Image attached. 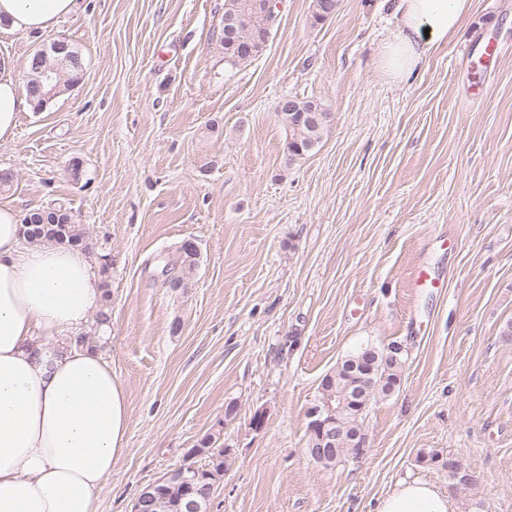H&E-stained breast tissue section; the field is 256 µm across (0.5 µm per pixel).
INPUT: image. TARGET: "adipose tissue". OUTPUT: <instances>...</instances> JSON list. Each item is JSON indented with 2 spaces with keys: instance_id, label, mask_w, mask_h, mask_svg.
Here are the masks:
<instances>
[{
  "instance_id": "obj_1",
  "label": "adipose tissue",
  "mask_w": 512,
  "mask_h": 512,
  "mask_svg": "<svg viewBox=\"0 0 512 512\" xmlns=\"http://www.w3.org/2000/svg\"><path fill=\"white\" fill-rule=\"evenodd\" d=\"M397 32L380 54L393 80L410 75L464 25L472 0H388ZM79 0H0V24L41 34L76 14ZM10 63L0 64V142L30 109ZM87 251L24 244L20 215L0 203V512H99L126 443L125 391L101 355L62 349L58 337L96 303ZM378 512H461L434 482L403 479Z\"/></svg>"
}]
</instances>
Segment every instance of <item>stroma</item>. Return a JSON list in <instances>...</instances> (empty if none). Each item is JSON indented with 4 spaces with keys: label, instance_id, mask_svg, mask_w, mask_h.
Returning <instances> with one entry per match:
<instances>
[{
    "label": "stroma",
    "instance_id": "35a3bbf8",
    "mask_svg": "<svg viewBox=\"0 0 512 512\" xmlns=\"http://www.w3.org/2000/svg\"><path fill=\"white\" fill-rule=\"evenodd\" d=\"M276 2L266 50L235 69L224 0H82L48 32L0 31L16 75L55 39L84 63L0 143V202L64 205L108 266L111 320L86 333L106 336L130 426L101 512L204 464L190 451L214 432L227 455L209 512H376L415 477L462 512H512V0H474L402 82L378 66L396 31L381 0H337L322 22L313 0ZM286 97L332 114L290 165ZM186 239L198 256L178 288ZM423 261L441 292L414 287ZM366 344L402 348L400 383L366 412L365 457L322 467L307 412ZM452 457L471 487L453 488Z\"/></svg>",
    "mask_w": 512,
    "mask_h": 512
}]
</instances>
